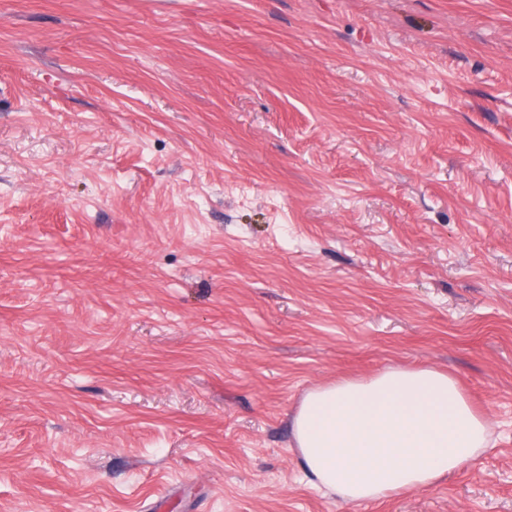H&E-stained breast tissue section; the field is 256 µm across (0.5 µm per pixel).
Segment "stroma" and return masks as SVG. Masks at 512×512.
<instances>
[{"label": "stroma", "instance_id": "35a3bbf8", "mask_svg": "<svg viewBox=\"0 0 512 512\" xmlns=\"http://www.w3.org/2000/svg\"><path fill=\"white\" fill-rule=\"evenodd\" d=\"M395 366L491 445L344 504ZM0 512H512V0H0ZM292 429L302 469L346 503L433 486L490 439L487 419L457 382L430 367L317 386Z\"/></svg>", "mask_w": 512, "mask_h": 512}]
</instances>
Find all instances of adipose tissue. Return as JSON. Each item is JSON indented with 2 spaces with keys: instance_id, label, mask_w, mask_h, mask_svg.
<instances>
[{
  "instance_id": "adipose-tissue-1",
  "label": "adipose tissue",
  "mask_w": 512,
  "mask_h": 512,
  "mask_svg": "<svg viewBox=\"0 0 512 512\" xmlns=\"http://www.w3.org/2000/svg\"><path fill=\"white\" fill-rule=\"evenodd\" d=\"M292 429L302 469L347 503L435 485L490 439L487 419L457 382L430 367L317 386Z\"/></svg>"
}]
</instances>
